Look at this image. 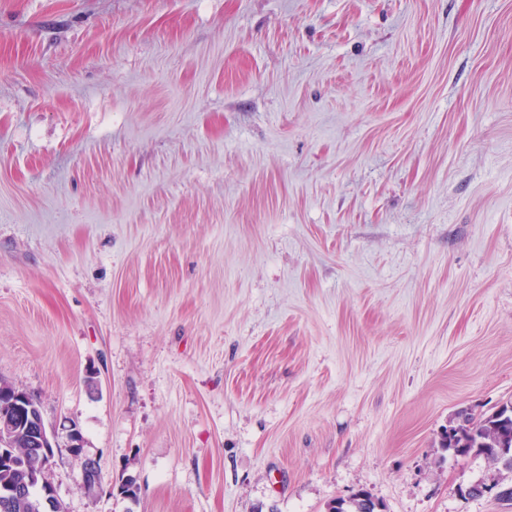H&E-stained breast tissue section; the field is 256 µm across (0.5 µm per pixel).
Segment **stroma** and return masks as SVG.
Here are the masks:
<instances>
[{"label":"stroma","instance_id":"35a3bbf8","mask_svg":"<svg viewBox=\"0 0 512 512\" xmlns=\"http://www.w3.org/2000/svg\"><path fill=\"white\" fill-rule=\"evenodd\" d=\"M0 377L65 512H512L441 446L512 398V0H0ZM65 448H70L71 456L76 458L74 454L75 448H79L81 451L80 467H81V478L84 487H88L91 493L96 492L100 488V480L97 477L99 473V464L96 459L88 457L86 454L83 455V439L79 433V430L72 424L66 430L65 435Z\"/></svg>","mask_w":512,"mask_h":512}]
</instances>
